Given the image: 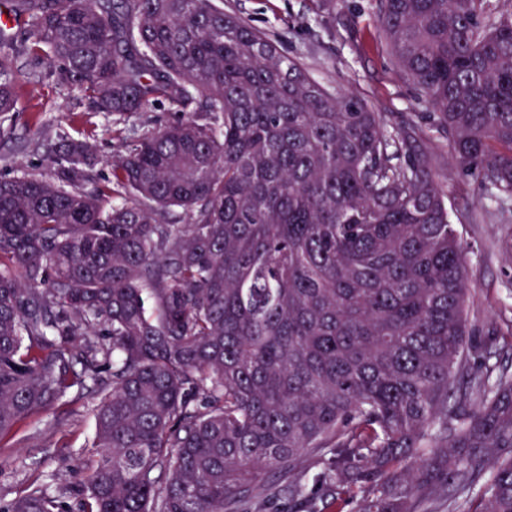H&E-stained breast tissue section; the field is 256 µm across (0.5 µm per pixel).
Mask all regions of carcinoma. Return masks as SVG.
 Here are the masks:
<instances>
[{
    "label": "carcinoma",
    "mask_w": 512,
    "mask_h": 512,
    "mask_svg": "<svg viewBox=\"0 0 512 512\" xmlns=\"http://www.w3.org/2000/svg\"><path fill=\"white\" fill-rule=\"evenodd\" d=\"M0 127L75 88L120 143L59 136L0 177V439L89 395L75 487L0 512H512V372L470 339L469 274L425 128L332 92L224 0H7ZM453 157L512 201V14L379 0ZM174 208L187 217L173 224ZM178 112L168 104L154 105L134 116L121 121L120 128L125 129L127 136L136 137L145 132L164 126L177 119Z\"/></svg>",
    "instance_id": "obj_1"
}]
</instances>
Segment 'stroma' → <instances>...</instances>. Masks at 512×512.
<instances>
[{"label": "stroma", "instance_id": "obj_1", "mask_svg": "<svg viewBox=\"0 0 512 512\" xmlns=\"http://www.w3.org/2000/svg\"><path fill=\"white\" fill-rule=\"evenodd\" d=\"M224 7L268 34L327 88L354 92L372 111L426 127L434 172L447 192L449 217L467 261L469 324L476 338L496 335L498 360L512 369V205L500 208L490 190L452 162L440 121L389 54L378 0H224ZM111 129V119L89 111L78 92L46 83L36 95L22 94L18 119L0 138V176L39 169L64 132L95 135L99 170L110 175L118 146ZM94 404L87 397L28 417L0 440V499L23 494L59 469L80 482L94 436Z\"/></svg>", "mask_w": 512, "mask_h": 512}]
</instances>
